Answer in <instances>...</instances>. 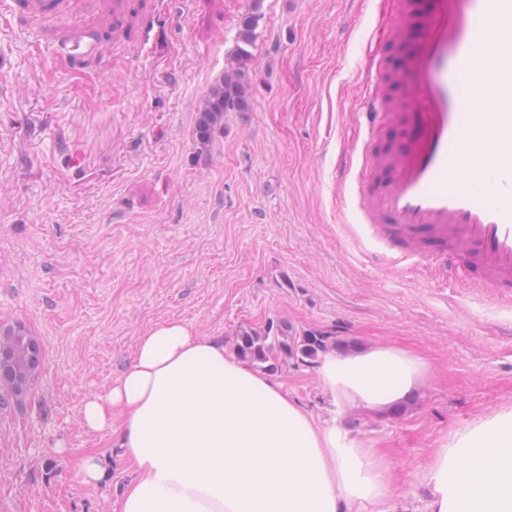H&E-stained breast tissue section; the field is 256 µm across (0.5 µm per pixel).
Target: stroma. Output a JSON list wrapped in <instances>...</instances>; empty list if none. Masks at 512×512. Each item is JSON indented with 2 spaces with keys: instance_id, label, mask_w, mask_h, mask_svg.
Masks as SVG:
<instances>
[{
  "instance_id": "35a3bbf8",
  "label": "stroma",
  "mask_w": 512,
  "mask_h": 512,
  "mask_svg": "<svg viewBox=\"0 0 512 512\" xmlns=\"http://www.w3.org/2000/svg\"><path fill=\"white\" fill-rule=\"evenodd\" d=\"M255 10L251 107L200 147L197 114ZM379 17L378 0H127L118 16L92 0L67 21L98 39L76 62L50 54L55 30L0 23V325L41 350L0 408V512H120L133 472L116 459L85 483L81 459L110 441L82 404L169 318L227 343L279 318L423 359L400 412L335 406L313 368L274 375L387 462L390 512H429L437 448L512 407V297L471 287L472 266L447 280L427 258H370L340 202Z\"/></svg>"
}]
</instances>
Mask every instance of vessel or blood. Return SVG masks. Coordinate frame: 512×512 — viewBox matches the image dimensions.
<instances>
[{"label":"vessel or blood","instance_id":"vessel-or-blood-1","mask_svg":"<svg viewBox=\"0 0 512 512\" xmlns=\"http://www.w3.org/2000/svg\"><path fill=\"white\" fill-rule=\"evenodd\" d=\"M386 37L415 32L399 71L384 61L367 70L368 92L357 104L360 124L374 137L404 119L406 145L393 154L357 159L344 153L338 186L353 185L355 209L374 238L400 260L423 257L422 236L439 241L433 256L446 273L464 260L477 263V287L512 288V0H393ZM494 60L493 73L473 63L479 34ZM395 93H388V84ZM481 100L483 112H464ZM477 171L467 188L450 172L451 157Z\"/></svg>","mask_w":512,"mask_h":512}]
</instances>
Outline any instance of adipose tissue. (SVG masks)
I'll list each match as a JSON object with an SVG mask.
<instances>
[{
	"label": "adipose tissue",
	"mask_w": 512,
	"mask_h": 512,
	"mask_svg": "<svg viewBox=\"0 0 512 512\" xmlns=\"http://www.w3.org/2000/svg\"><path fill=\"white\" fill-rule=\"evenodd\" d=\"M425 371L394 347L330 351L317 366L335 404L376 409L403 401ZM81 422L109 431L134 474L121 512H346L391 498L373 449L176 318L140 336L122 374L85 398ZM429 483V512H512V407L446 440Z\"/></svg>",
	"instance_id": "obj_1"
}]
</instances>
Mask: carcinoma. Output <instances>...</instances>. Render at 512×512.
<instances>
[{
  "mask_svg": "<svg viewBox=\"0 0 512 512\" xmlns=\"http://www.w3.org/2000/svg\"><path fill=\"white\" fill-rule=\"evenodd\" d=\"M255 27L246 21L239 29L235 49L230 53L231 68L211 88L204 108L198 113L195 136L202 146L211 142L216 128L228 112L248 107L249 68L256 43ZM339 347L333 334L318 329L295 330L288 322L271 319L258 328L242 327L235 335L234 354L250 365L268 372L293 366L314 367L321 355Z\"/></svg>",
  "mask_w": 512,
  "mask_h": 512,
  "instance_id": "cac0c4a2",
  "label": "carcinoma"
}]
</instances>
